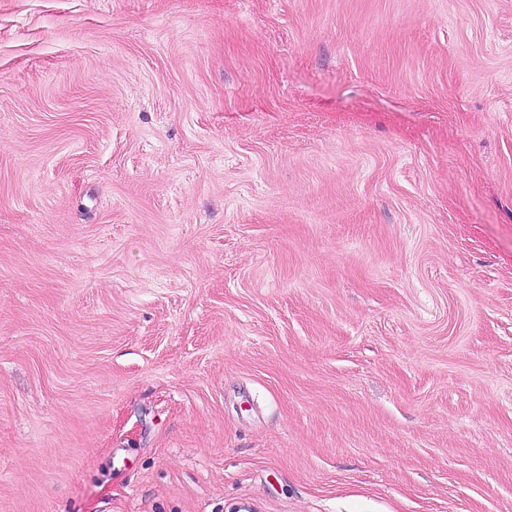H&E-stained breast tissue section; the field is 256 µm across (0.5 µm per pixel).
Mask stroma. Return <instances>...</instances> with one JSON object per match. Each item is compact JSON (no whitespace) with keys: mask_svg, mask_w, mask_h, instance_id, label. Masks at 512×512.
<instances>
[{"mask_svg":"<svg viewBox=\"0 0 512 512\" xmlns=\"http://www.w3.org/2000/svg\"><path fill=\"white\" fill-rule=\"evenodd\" d=\"M0 512H512V0H0Z\"/></svg>","mask_w":512,"mask_h":512,"instance_id":"35a3bbf8","label":"stroma"}]
</instances>
